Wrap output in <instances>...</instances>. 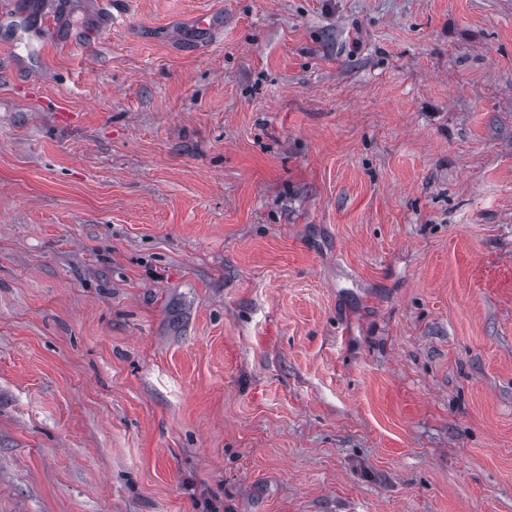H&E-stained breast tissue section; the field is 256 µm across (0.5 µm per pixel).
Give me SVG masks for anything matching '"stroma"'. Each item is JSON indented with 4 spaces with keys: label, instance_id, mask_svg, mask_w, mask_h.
Wrapping results in <instances>:
<instances>
[{
    "label": "stroma",
    "instance_id": "1",
    "mask_svg": "<svg viewBox=\"0 0 512 512\" xmlns=\"http://www.w3.org/2000/svg\"><path fill=\"white\" fill-rule=\"evenodd\" d=\"M114 2L0 0V512H512V0Z\"/></svg>",
    "mask_w": 512,
    "mask_h": 512
}]
</instances>
